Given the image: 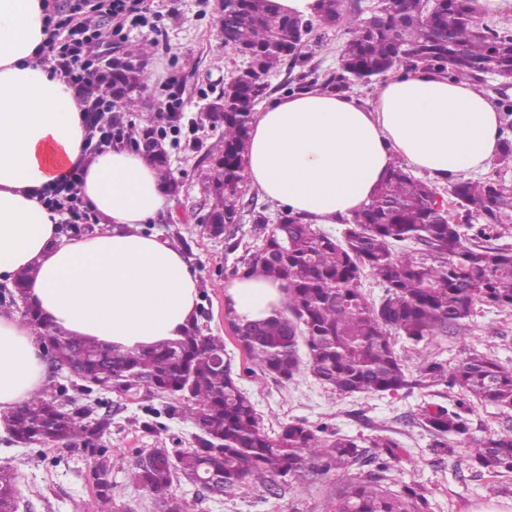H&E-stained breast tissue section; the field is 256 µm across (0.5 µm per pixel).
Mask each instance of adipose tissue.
Returning <instances> with one entry per match:
<instances>
[{
  "label": "adipose tissue",
  "mask_w": 512,
  "mask_h": 512,
  "mask_svg": "<svg viewBox=\"0 0 512 512\" xmlns=\"http://www.w3.org/2000/svg\"><path fill=\"white\" fill-rule=\"evenodd\" d=\"M46 0H0V283L25 269L44 324L123 350L185 336L198 280L185 252L148 231L171 205L151 161L124 143L91 148L83 96L42 60ZM500 116L470 81L419 69L383 82L373 107L322 90L274 98L251 124L244 175L265 199L314 224L368 203L395 158L436 180L487 169ZM82 168L81 196L104 228L75 239L43 200ZM283 283L242 275L226 303L238 323L282 311ZM42 326L0 311V418L42 395Z\"/></svg>",
  "instance_id": "ef3b65f1"
}]
</instances>
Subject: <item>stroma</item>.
<instances>
[{
  "instance_id": "obj_1",
  "label": "stroma",
  "mask_w": 512,
  "mask_h": 512,
  "mask_svg": "<svg viewBox=\"0 0 512 512\" xmlns=\"http://www.w3.org/2000/svg\"><path fill=\"white\" fill-rule=\"evenodd\" d=\"M141 3V14L124 20L121 34H111L108 18L94 15L90 22L108 31L100 48L102 56L139 50L149 74L147 86L124 112L123 124L137 128L151 122L169 131L164 145L177 190L155 229L192 260L202 332L223 339L239 384L255 404L266 432H277L284 422L303 421L329 433L359 437L365 455L364 461L346 472L323 475L308 470L287 481L274 479L265 487L247 481L221 497L177 482L169 501L172 512H336L338 495L349 480L369 481L372 468L366 460L375 456L371 442L379 435L400 445L389 487L396 491L405 484L420 488L428 502L427 512H512V476L475 470L471 458L474 441L494 432H512V409L472 403L466 414L467 439L455 442L453 453L438 456L418 423L419 408L428 403L453 406L458 394L446 386L343 396L304 369L289 381L264 373L240 350L224 295L235 278L242 246L258 244L259 238L247 218L230 225L228 235L217 237L204 233L200 221L214 202L212 159L224 149L222 129L205 119V110L243 59L224 45L221 0ZM310 39L317 44L310 65L319 79H327L339 64L343 31L317 25ZM396 350L403 354L411 379L418 378L426 357L452 367L476 351L511 366L512 311L477 305L461 328L414 351L397 342ZM47 373L50 383L65 388V397L74 407L89 408L96 418L109 416L111 426L101 445L114 463L112 500L103 505L96 501L89 483L91 454L18 443L0 423V467L18 475V512H155L149 492L131 482L129 471L148 449L193 447L198 433L193 421L185 415H162L163 402L158 398L130 403L114 392L81 391L80 380L68 370L51 367Z\"/></svg>"
}]
</instances>
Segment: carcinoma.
Masks as SVG:
<instances>
[{
	"mask_svg": "<svg viewBox=\"0 0 512 512\" xmlns=\"http://www.w3.org/2000/svg\"><path fill=\"white\" fill-rule=\"evenodd\" d=\"M480 0H381L368 17L349 16L342 0H320L316 20L342 26L346 41L336 73L318 84L301 75L297 90L343 91L383 79L405 64L411 69L449 71L456 77L494 75L512 82V35L482 22ZM226 46L252 57L251 76L232 74L210 118L224 125V152L213 158L218 204L211 230L224 233L248 212L261 238L256 252L243 255L235 274L279 280L288 290L284 311L274 317L236 324L237 339L251 362L288 381L299 371L300 347L306 368L323 385L345 395L396 393L410 387L393 337L417 346L458 328L478 303L512 310V252L489 245L490 232L512 224V184L502 180H461L451 189L463 209L458 221L436 209V189L395 164L368 204L343 220L336 237L287 210L269 222L267 207L244 201V164L255 106L269 87L267 75L288 63L306 66L314 54L306 38L312 20L282 14L272 0H224ZM131 60L112 67V111L123 112L132 93L145 87L144 69ZM484 224L474 229L472 214ZM384 288L369 301L362 279ZM24 318L43 324L55 342L56 358L94 386L123 388L137 396H167L187 403L201 431L196 447L173 457L166 448L141 454L131 472L157 504L169 512L174 483L209 477L233 492L250 479L265 485L275 477H296L309 465L323 474L350 468L361 456L357 438L321 436L303 422H287L270 436L251 399L239 386L231 363L221 366L224 342L194 328L183 338L149 350L120 351L80 336H60L32 306ZM420 376L444 384L484 404L512 408V369L471 353L455 367L424 361ZM18 442L88 445L109 422L90 420L87 410L68 409L55 387L19 406L7 417ZM420 424L442 452L468 434L466 419L444 405L422 408ZM373 446L384 455L369 460L384 474L398 459V443L380 436ZM477 464L512 474V434H497L474 449ZM97 499H112V461L104 454L94 465ZM16 477L0 468V512L18 508ZM421 512L425 498L406 486L398 494L380 484L354 483L339 496L336 512Z\"/></svg>",
	"mask_w": 512,
	"mask_h": 512,
	"instance_id": "obj_1",
	"label": "carcinoma"
}]
</instances>
